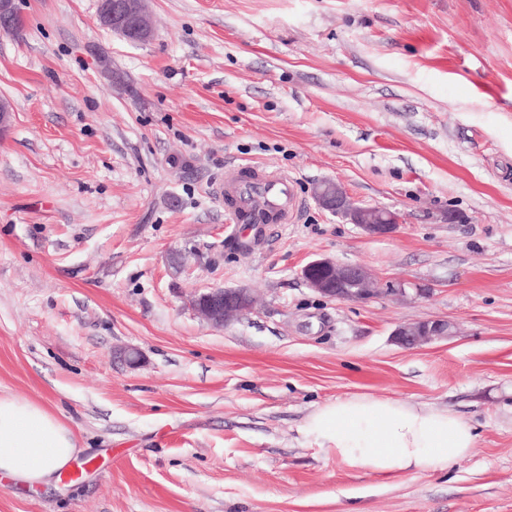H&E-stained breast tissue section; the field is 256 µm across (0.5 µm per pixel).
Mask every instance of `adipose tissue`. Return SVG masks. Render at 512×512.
Returning <instances> with one entry per match:
<instances>
[{"instance_id":"obj_1","label":"adipose tissue","mask_w":512,"mask_h":512,"mask_svg":"<svg viewBox=\"0 0 512 512\" xmlns=\"http://www.w3.org/2000/svg\"><path fill=\"white\" fill-rule=\"evenodd\" d=\"M303 433L352 471L384 477L458 464L477 438L456 413L371 395L325 403L306 419ZM77 454L73 431L42 404L0 398V479L31 488L47 485Z\"/></svg>"}]
</instances>
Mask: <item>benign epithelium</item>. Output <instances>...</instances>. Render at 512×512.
<instances>
[{
    "mask_svg": "<svg viewBox=\"0 0 512 512\" xmlns=\"http://www.w3.org/2000/svg\"><path fill=\"white\" fill-rule=\"evenodd\" d=\"M145 4L146 0H99V21L130 42H145L152 36ZM16 13L15 0H0L1 33L9 34L14 30ZM313 194L322 209L357 225L369 236H389L398 228L394 212L355 205L338 183L323 181L314 188ZM300 275L314 292L341 301H365L383 292L379 281L365 267L341 264L325 256L309 261ZM190 305L200 318L222 327L251 311L255 297L246 288H212L194 296ZM451 335L452 325L446 320L405 324L393 332L394 341L405 348L419 347Z\"/></svg>",
    "mask_w": 512,
    "mask_h": 512,
    "instance_id": "7a95c632",
    "label": "benign epithelium"
}]
</instances>
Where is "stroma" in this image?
Masks as SVG:
<instances>
[{
    "instance_id": "obj_1",
    "label": "stroma",
    "mask_w": 512,
    "mask_h": 512,
    "mask_svg": "<svg viewBox=\"0 0 512 512\" xmlns=\"http://www.w3.org/2000/svg\"><path fill=\"white\" fill-rule=\"evenodd\" d=\"M15 3L0 396L46 406L87 467L0 481V512H512V0H150L142 44L98 0ZM243 163L299 202L247 252L220 194ZM325 179L397 232L323 210ZM321 255L383 294H316L300 270ZM212 288L258 304L212 327L189 305ZM430 319L457 331L394 343ZM356 394L454 412L476 446L444 471L353 472L302 426ZM453 326L446 320H426L401 325L393 332L394 341L405 348L419 347L452 335Z\"/></svg>"
}]
</instances>
